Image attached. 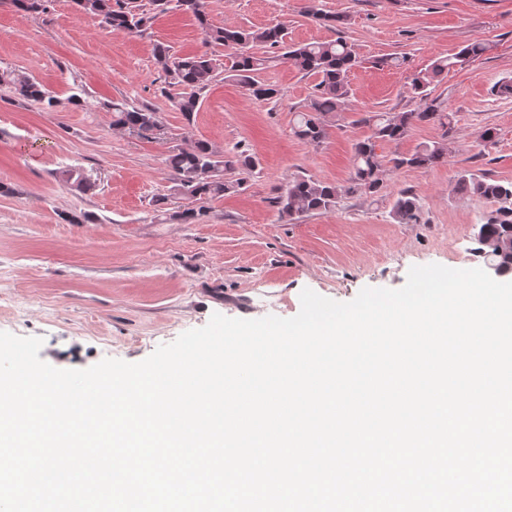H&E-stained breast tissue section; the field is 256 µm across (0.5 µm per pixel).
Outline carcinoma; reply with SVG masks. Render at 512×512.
<instances>
[{
  "label": "carcinoma",
  "mask_w": 512,
  "mask_h": 512,
  "mask_svg": "<svg viewBox=\"0 0 512 512\" xmlns=\"http://www.w3.org/2000/svg\"><path fill=\"white\" fill-rule=\"evenodd\" d=\"M74 3L80 11L98 17L105 26L128 34H143L153 19L149 12L126 5V0H74ZM152 4L160 12L178 10L192 13L203 33L205 50L192 56L175 57L164 45L155 48L157 64L170 78L169 84L182 88V92L173 98V103L186 120H191L198 111L200 92L217 75L218 59L210 52L212 47L239 48L238 53L227 55L231 61L228 71L251 96L270 100L279 94L276 88L256 80V74L265 67L266 59L251 52L250 46L257 43L271 48L283 46L285 29L282 25H270L259 30L234 25L213 26L208 22L204 0H152ZM486 50L485 44L473 43L448 57L435 59L428 69L413 74L408 91L419 99V111L374 112L362 118V123L371 128V135L355 144L347 191L365 194L379 191L385 169L376 153V143L399 141L417 123L442 121V113L429 103L428 87L448 69L463 67ZM283 58L296 69L319 77L308 109L297 113L294 126L296 136L319 144L327 134V119L339 112L348 97L347 76L357 63L355 52L347 42L335 40L289 47ZM0 83L7 85L18 99L38 104L47 112H55L60 106L58 98L34 79L6 71L0 74ZM108 108L112 110V126L116 129L141 136L160 130L158 113L147 105L113 102ZM448 151L447 142L433 141L420 145L408 156L393 159V162L397 167L436 166L445 161ZM166 165L173 173L179 193L189 198L212 199L236 192L246 183L244 177L227 181L224 172L239 170L249 174L255 169L256 162L242 152L221 154L208 143L197 142L189 148L176 146L170 149ZM454 192L499 202L512 197V182L500 183L474 174H462L455 183ZM338 196L336 186L297 175L281 188L277 204L281 217L291 219L298 214L330 210L336 206ZM392 215L400 224L419 223L420 205L416 196L401 193ZM482 227L484 235L475 240V256L480 261L490 257L505 272L512 273V206L491 211Z\"/></svg>",
  "instance_id": "cac0c4a2"
}]
</instances>
